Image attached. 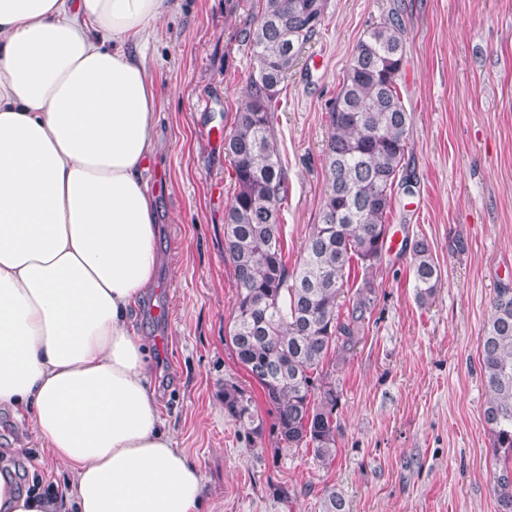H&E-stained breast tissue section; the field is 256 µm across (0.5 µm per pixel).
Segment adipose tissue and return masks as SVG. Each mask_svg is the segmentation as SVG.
Listing matches in <instances>:
<instances>
[{"instance_id":"adipose-tissue-1","label":"adipose tissue","mask_w":512,"mask_h":512,"mask_svg":"<svg viewBox=\"0 0 512 512\" xmlns=\"http://www.w3.org/2000/svg\"><path fill=\"white\" fill-rule=\"evenodd\" d=\"M167 7L0 0V406L75 474L44 494L0 462V512H203L129 329L158 264L159 100L129 46Z\"/></svg>"}]
</instances>
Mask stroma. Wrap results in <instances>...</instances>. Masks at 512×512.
Returning <instances> with one entry per match:
<instances>
[{
    "mask_svg": "<svg viewBox=\"0 0 512 512\" xmlns=\"http://www.w3.org/2000/svg\"><path fill=\"white\" fill-rule=\"evenodd\" d=\"M396 7L405 38L397 87L412 114L407 182L393 191V245L372 318L357 347L330 363L338 435L326 465L278 443L264 393L228 337L236 283L224 209L235 179L224 125L255 68L239 33L258 2L170 0L143 47L161 93L148 179L159 267L130 329L149 351L162 420L203 472L205 512H320L330 488L350 512H498L479 336L497 288L512 285V0H326L275 112L288 174L284 246L296 263L325 189L327 106L364 33ZM416 236L442 272L424 305L403 250ZM231 382L251 391L261 438L225 416ZM0 452L24 487L71 479L24 412L0 408Z\"/></svg>",
    "mask_w": 512,
    "mask_h": 512,
    "instance_id": "stroma-1",
    "label": "stroma"
}]
</instances>
